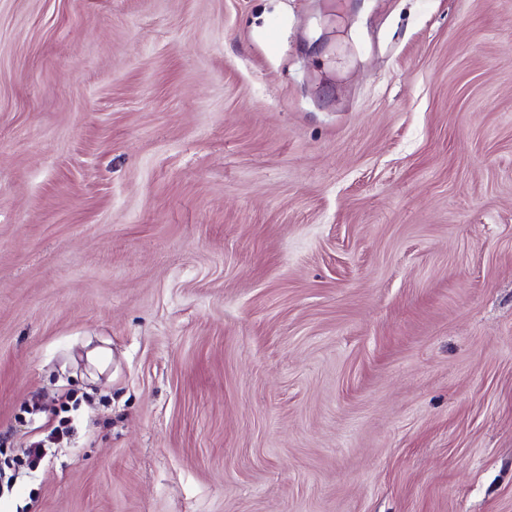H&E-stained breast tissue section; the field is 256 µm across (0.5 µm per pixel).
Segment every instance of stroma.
<instances>
[{
    "label": "stroma",
    "mask_w": 512,
    "mask_h": 512,
    "mask_svg": "<svg viewBox=\"0 0 512 512\" xmlns=\"http://www.w3.org/2000/svg\"><path fill=\"white\" fill-rule=\"evenodd\" d=\"M0 512H512V0H0Z\"/></svg>",
    "instance_id": "1"
}]
</instances>
